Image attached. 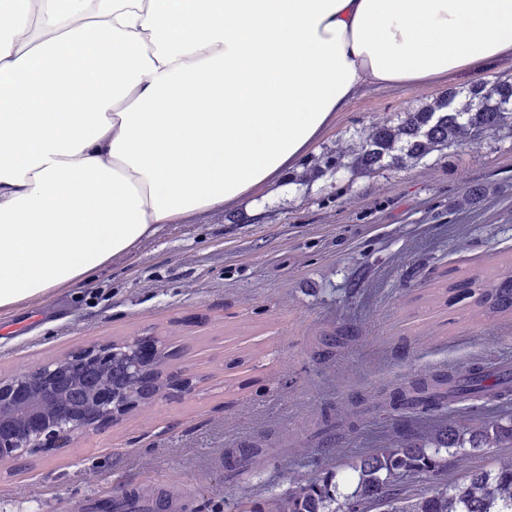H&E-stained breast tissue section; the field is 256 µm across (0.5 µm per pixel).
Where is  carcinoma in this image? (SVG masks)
<instances>
[{
  "mask_svg": "<svg viewBox=\"0 0 512 512\" xmlns=\"http://www.w3.org/2000/svg\"><path fill=\"white\" fill-rule=\"evenodd\" d=\"M512 124V82L496 80L469 90L467 100L450 92L435 101L405 113L395 127L372 132L360 146L351 166L370 170L384 162L418 160L438 147ZM450 299L469 301L482 316L512 314V279L492 287L476 276L443 288ZM171 353L161 350L158 361L143 368L129 357L122 342L112 343V359L95 367L94 383L112 388L146 405L151 398L138 392L145 376L159 389L169 386L164 369ZM489 397L512 402V371H490L475 363L463 374L439 372L412 379L383 393L379 406L398 410L411 408L425 413L445 400ZM470 445V451L511 448L512 423L496 420L469 432L439 430L425 444L402 443L393 448H374L352 467L353 475L340 478L330 473L311 480L279 497L272 512H512V462L496 468L471 471L460 481L440 482L448 469V456ZM436 480L418 493H408L413 478Z\"/></svg>",
  "mask_w": 512,
  "mask_h": 512,
  "instance_id": "carcinoma-1",
  "label": "carcinoma"
}]
</instances>
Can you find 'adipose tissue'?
I'll return each mask as SVG.
<instances>
[{"label":"adipose tissue","mask_w":512,"mask_h":512,"mask_svg":"<svg viewBox=\"0 0 512 512\" xmlns=\"http://www.w3.org/2000/svg\"><path fill=\"white\" fill-rule=\"evenodd\" d=\"M512 58V0H0V314L275 184L369 89Z\"/></svg>","instance_id":"adipose-tissue-1"}]
</instances>
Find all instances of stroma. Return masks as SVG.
I'll list each match as a JSON object with an SVG mask.
<instances>
[{"instance_id":"35a3bbf8","label":"stroma","mask_w":512,"mask_h":512,"mask_svg":"<svg viewBox=\"0 0 512 512\" xmlns=\"http://www.w3.org/2000/svg\"><path fill=\"white\" fill-rule=\"evenodd\" d=\"M512 81V60L424 88L369 92L277 184L235 206L167 224L87 281L0 314V377L84 346L154 336L192 394L137 407L70 447L0 471V512H85L137 494L152 512H264L298 482L348 475L362 452L512 422L489 398L425 416L378 406L322 434L324 415L439 371L512 369V315L472 316L440 288L512 278V125L373 171L350 168L375 128L454 89ZM342 158L335 169L329 162ZM481 196L465 210L458 200ZM261 461L226 468L238 448Z\"/></svg>"}]
</instances>
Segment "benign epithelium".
Listing matches in <instances>:
<instances>
[{
    "instance_id": "benign-epithelium-1",
    "label": "benign epithelium",
    "mask_w": 512,
    "mask_h": 512,
    "mask_svg": "<svg viewBox=\"0 0 512 512\" xmlns=\"http://www.w3.org/2000/svg\"><path fill=\"white\" fill-rule=\"evenodd\" d=\"M107 345L91 343L31 367L13 378H0V467L38 452L66 448L78 435H88L121 422L131 404L110 390L92 395L73 410L56 404L61 377L77 379L84 370L107 355ZM127 350L140 362L159 350L154 341L137 337L127 341ZM170 389L187 395L195 390L193 380L179 368H168ZM26 404L17 416L16 406Z\"/></svg>"
}]
</instances>
